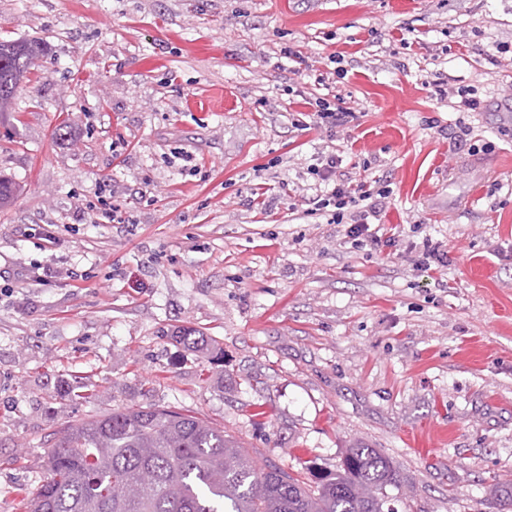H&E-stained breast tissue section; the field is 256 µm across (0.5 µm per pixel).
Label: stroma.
<instances>
[{"instance_id":"obj_1","label":"stroma","mask_w":512,"mask_h":512,"mask_svg":"<svg viewBox=\"0 0 512 512\" xmlns=\"http://www.w3.org/2000/svg\"><path fill=\"white\" fill-rule=\"evenodd\" d=\"M31 39L44 52L0 116L17 189L0 210V512L46 480L59 430L133 404L291 471L364 443L404 477L398 512H496L492 480L512 481V0H0V40ZM466 87L475 109L457 107ZM333 97L355 118L329 132L310 115ZM334 150L349 178L389 186L397 254L307 214L308 167ZM267 190L272 214L251 200ZM427 238L447 266L418 267Z\"/></svg>"}]
</instances>
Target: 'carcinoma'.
I'll return each instance as SVG.
<instances>
[{
  "instance_id": "obj_1",
  "label": "carcinoma",
  "mask_w": 512,
  "mask_h": 512,
  "mask_svg": "<svg viewBox=\"0 0 512 512\" xmlns=\"http://www.w3.org/2000/svg\"><path fill=\"white\" fill-rule=\"evenodd\" d=\"M42 53L38 41L0 42L1 113ZM46 467L47 481L20 502L26 512H398L401 486L393 462L366 445L307 483L224 428L151 404L67 426ZM491 497L512 512V484Z\"/></svg>"
}]
</instances>
